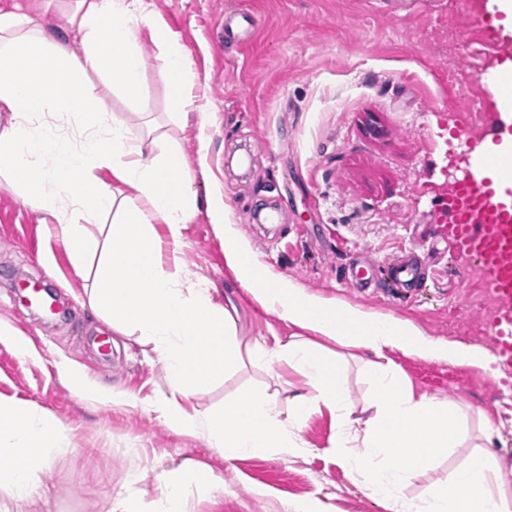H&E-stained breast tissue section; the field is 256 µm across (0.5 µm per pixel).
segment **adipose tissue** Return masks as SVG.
<instances>
[{
  "instance_id": "ef3b65f1",
  "label": "adipose tissue",
  "mask_w": 512,
  "mask_h": 512,
  "mask_svg": "<svg viewBox=\"0 0 512 512\" xmlns=\"http://www.w3.org/2000/svg\"><path fill=\"white\" fill-rule=\"evenodd\" d=\"M68 23L79 38L71 51L36 17L16 7L0 9V111L9 116L0 127V173L51 219L75 273L93 272L87 294L92 314L118 334L138 337L163 363L169 392L151 403V411L231 461L257 453L306 455L299 430L322 405L336 416L332 452L388 512H512V475L489 448L499 435L489 422L482 427L484 445L444 484L426 495L405 493L415 477L457 447L464 429L460 409L415 394L389 352L483 368L489 352L271 280L228 230L224 259L236 280L253 286L257 301L294 329L270 347L240 337L234 302L217 303L208 281L186 271L177 250L201 206L179 149L153 154V130L133 134L127 120L97 103L88 85L89 75L110 73L127 94L138 95L142 59L135 32L145 27L165 54L171 107L185 118L193 92L186 48L153 22L143 0H71ZM117 185L134 193L136 206L114 193ZM107 216L112 222L105 239L85 234V224ZM330 341L340 352L327 349ZM346 348L367 356L365 373L375 396L360 411L347 399ZM246 360L263 366L284 361L305 379V389L289 397L287 413L272 398L250 393L217 413L191 405L196 387ZM67 447L65 431L50 415L0 399V488L14 499H31L39 472ZM137 485L130 480L109 512H188L190 494L207 496L217 488L210 473L189 460L163 473L150 507H143Z\"/></svg>"
}]
</instances>
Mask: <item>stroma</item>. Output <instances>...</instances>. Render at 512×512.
Returning a JSON list of instances; mask_svg holds the SVG:
<instances>
[{
    "label": "stroma",
    "instance_id": "1",
    "mask_svg": "<svg viewBox=\"0 0 512 512\" xmlns=\"http://www.w3.org/2000/svg\"><path fill=\"white\" fill-rule=\"evenodd\" d=\"M153 20L188 50L194 99L187 121L175 120L162 49L146 28L137 44L144 62L137 96L111 74L94 78L101 104L138 126L150 112L163 144L177 145L207 206L183 232L186 268L210 282L215 301L227 288L251 340L290 336L287 321L235 286L224 261V238L209 212L224 208L240 243L277 279L363 310L411 320L428 334L482 344L486 290L475 262L436 237L437 203L467 164L443 137L467 97V83L484 107L499 103L479 81L474 58L492 53L496 30L512 36V21L493 22L497 0H431L416 12L391 13L385 0H144ZM244 9L259 20L249 44L224 38V15ZM459 27L456 64L430 33ZM428 253L425 281L412 297L384 288L358 293L348 282L352 248L379 263L401 250ZM53 288L62 314L24 306L16 278ZM92 282L76 276L70 251L42 213L0 175V396L45 410L70 437L69 449L40 476L39 493L19 503L0 491V512H107L129 477L139 475L142 498L159 491L157 476L190 459L219 483L194 497L190 512H286L289 502L318 498L330 512H387L357 487L330 452L336 419L312 412L299 435L309 452L284 460L265 453L224 460L197 436L177 433L150 411L166 389L159 360L135 338L114 335L83 301ZM23 334L19 353L11 333ZM390 357L416 393L460 406L467 436L434 469L407 488L417 496L445 480L480 444L483 419L499 429L494 451L512 470V389L498 369L428 362L399 351ZM81 371L89 387L123 394L102 403L79 395L65 371ZM304 378L281 363H244L198 388L192 404L223 408L241 393L277 394L280 405L304 389Z\"/></svg>",
    "mask_w": 512,
    "mask_h": 512
}]
</instances>
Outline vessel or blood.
Listing matches in <instances>:
<instances>
[{"label":"vessel or blood","mask_w":512,"mask_h":512,"mask_svg":"<svg viewBox=\"0 0 512 512\" xmlns=\"http://www.w3.org/2000/svg\"><path fill=\"white\" fill-rule=\"evenodd\" d=\"M256 21L240 12L224 19L225 36H251ZM512 136V123L496 121L491 136L457 133L458 144L472 161L466 173L453 180L440 211L447 223L437 232L449 236L458 251L472 258L495 301L483 335L504 382L512 381V152L498 145ZM420 262L396 263L389 269L394 288H413Z\"/></svg>","instance_id":"obj_1"}]
</instances>
